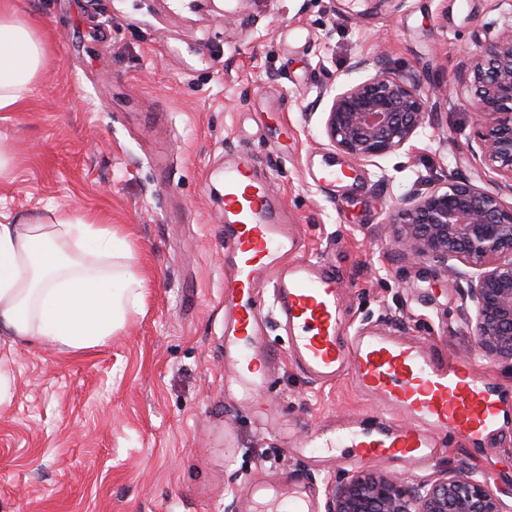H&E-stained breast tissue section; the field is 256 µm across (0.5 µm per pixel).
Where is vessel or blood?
<instances>
[{
    "label": "vessel or blood",
    "instance_id": "1",
    "mask_svg": "<svg viewBox=\"0 0 512 512\" xmlns=\"http://www.w3.org/2000/svg\"><path fill=\"white\" fill-rule=\"evenodd\" d=\"M224 246L236 257L224 278V370L228 385L256 393L275 357L264 342L265 309L287 338L291 360L323 385L349 376L378 410L318 424L299 443L323 459L384 461L404 471L426 467L441 433L484 445L512 423V406L465 363L449 367L420 340L376 328L340 334V283L329 267L300 258L297 225L271 204L268 184L246 156L225 160ZM270 298H263L261 284Z\"/></svg>",
    "mask_w": 512,
    "mask_h": 512
}]
</instances>
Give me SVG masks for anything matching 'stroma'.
<instances>
[{"label": "stroma", "mask_w": 512, "mask_h": 512, "mask_svg": "<svg viewBox=\"0 0 512 512\" xmlns=\"http://www.w3.org/2000/svg\"><path fill=\"white\" fill-rule=\"evenodd\" d=\"M49 56L33 98L0 112L13 170L0 206L69 207L118 229L145 279L140 309L106 344L68 353L17 343L0 406V512H258V482L304 485L325 512L327 485L389 463H317L286 453L337 416H375L356 384L309 383L276 328L261 400L269 424L224 398V154L248 152L275 204L300 225L306 259L342 284L344 335L376 327L437 346L512 399V363L485 355L475 310L443 269L411 256L391 216L408 193L448 178L495 190L474 157L477 121L454 90L458 65L512 26V0H23ZM378 57L429 95L414 148L369 162L340 155L325 129L353 63ZM353 168L321 189L312 167ZM236 446L225 452L224 435ZM444 448L409 475L476 477L512 507V429Z\"/></svg>", "instance_id": "stroma-1"}]
</instances>
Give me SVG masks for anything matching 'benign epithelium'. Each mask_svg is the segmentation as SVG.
I'll return each instance as SVG.
<instances>
[{"instance_id": "7a95c632", "label": "benign epithelium", "mask_w": 512, "mask_h": 512, "mask_svg": "<svg viewBox=\"0 0 512 512\" xmlns=\"http://www.w3.org/2000/svg\"><path fill=\"white\" fill-rule=\"evenodd\" d=\"M357 60L353 69L368 67ZM373 65V64H371ZM459 101L480 117L484 165L512 193V30L481 44L464 65ZM428 95L418 79L382 64L348 82L333 98L326 133L340 153L369 161L413 146L424 128ZM391 224L414 257L445 264L461 301L476 310L478 345L512 362V206L498 194L450 179L401 200ZM457 260L479 269L470 275ZM326 512H504L480 481L451 470L433 481L407 484L392 475H357L327 490Z\"/></svg>"}]
</instances>
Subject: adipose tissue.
<instances>
[{
    "label": "adipose tissue",
    "mask_w": 512,
    "mask_h": 512,
    "mask_svg": "<svg viewBox=\"0 0 512 512\" xmlns=\"http://www.w3.org/2000/svg\"><path fill=\"white\" fill-rule=\"evenodd\" d=\"M46 46L23 0H0V112L34 94ZM119 233L64 206L0 212V335L66 352L105 344L137 310L144 279Z\"/></svg>",
    "instance_id": "obj_1"
}]
</instances>
